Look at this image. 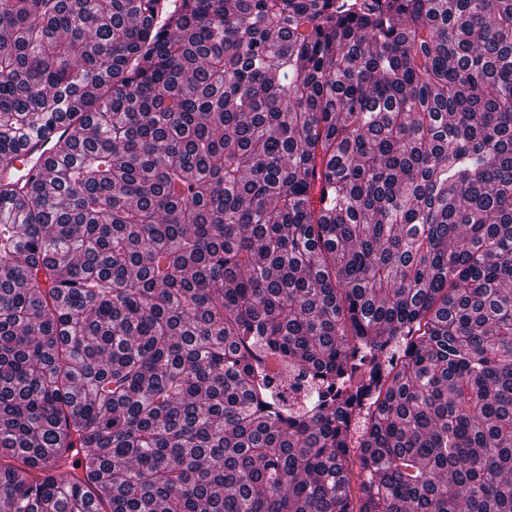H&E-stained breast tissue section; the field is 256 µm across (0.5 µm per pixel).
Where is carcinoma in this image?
Wrapping results in <instances>:
<instances>
[{
    "label": "carcinoma",
    "instance_id": "1",
    "mask_svg": "<svg viewBox=\"0 0 512 512\" xmlns=\"http://www.w3.org/2000/svg\"><path fill=\"white\" fill-rule=\"evenodd\" d=\"M50 136L0 512H512V0H0Z\"/></svg>",
    "mask_w": 512,
    "mask_h": 512
}]
</instances>
